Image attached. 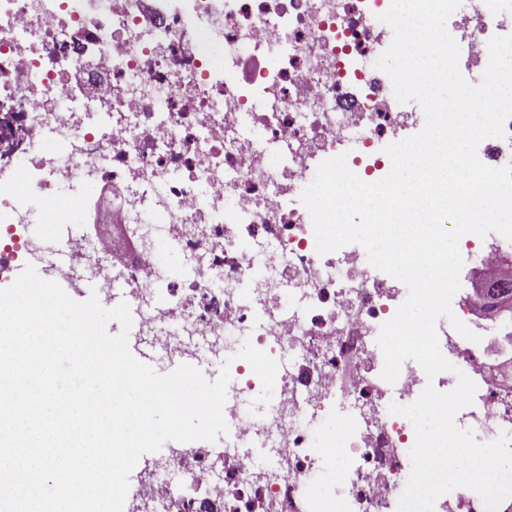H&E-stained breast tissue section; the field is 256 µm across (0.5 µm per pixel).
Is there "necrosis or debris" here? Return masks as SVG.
<instances>
[{
  "label": "necrosis or debris",
  "instance_id": "4bbe7bcc",
  "mask_svg": "<svg viewBox=\"0 0 512 512\" xmlns=\"http://www.w3.org/2000/svg\"><path fill=\"white\" fill-rule=\"evenodd\" d=\"M0 0V285L33 250L30 202L53 229L79 224L89 188L118 192L108 238L67 241L54 281L91 275L102 298L120 286L139 335L177 361L230 363L223 454L194 442L143 473L123 512H334L309 493L330 462L349 512H397L411 471L415 429L391 413L427 383L448 392L456 374L427 378L405 360L395 383L381 377L382 325L407 293L356 243L318 254L302 186L318 165L345 156L367 182L387 176L384 148L425 116L407 112L372 61L393 31L385 0ZM447 29L478 84L494 36L512 35V0H470ZM189 263L163 280L162 255ZM483 281L512 284V240L464 235ZM455 316L478 341L437 325L439 347L476 378L458 428L512 437V393L483 379L498 326L476 288L457 292ZM249 338L277 364L273 404L250 413L261 380L235 359ZM342 414L347 434L324 427ZM273 462L257 465L253 451ZM178 468L184 485L163 473Z\"/></svg>",
  "mask_w": 512,
  "mask_h": 512
}]
</instances>
